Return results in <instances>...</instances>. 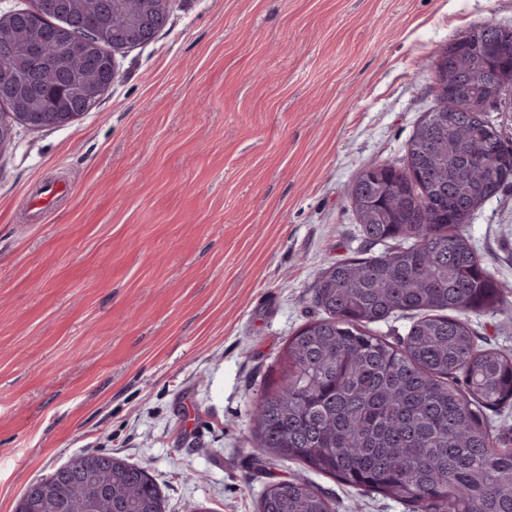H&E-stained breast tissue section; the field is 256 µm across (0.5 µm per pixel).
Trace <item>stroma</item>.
<instances>
[{
	"instance_id": "obj_1",
	"label": "stroma",
	"mask_w": 512,
	"mask_h": 512,
	"mask_svg": "<svg viewBox=\"0 0 512 512\" xmlns=\"http://www.w3.org/2000/svg\"><path fill=\"white\" fill-rule=\"evenodd\" d=\"M512 0H171L74 123L0 150V512L76 456L144 468L165 512H258L254 403L320 318L331 262L377 255L346 187L402 159L454 35ZM68 184L50 214L29 201ZM465 233L503 286L473 316L512 353V182ZM335 512H411L307 472Z\"/></svg>"
}]
</instances>
